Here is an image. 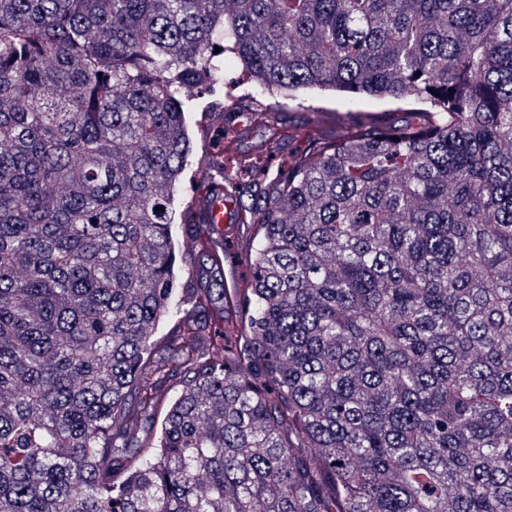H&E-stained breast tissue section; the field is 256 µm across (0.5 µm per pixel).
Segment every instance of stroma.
I'll list each match as a JSON object with an SVG mask.
<instances>
[{
	"instance_id": "35a3bbf8",
	"label": "stroma",
	"mask_w": 512,
	"mask_h": 512,
	"mask_svg": "<svg viewBox=\"0 0 512 512\" xmlns=\"http://www.w3.org/2000/svg\"><path fill=\"white\" fill-rule=\"evenodd\" d=\"M239 73L236 60L226 58L222 79L195 88L189 95L185 128L193 150L185 164L177 208L190 202L202 162L214 161L230 169L240 159L252 157L264 164L267 175L244 185L243 201L248 204L277 191L274 172L288 169L309 152L313 137L335 140L356 118L375 116L396 123L404 116L402 103L363 96L319 92L292 101L275 92L258 95L253 86L240 83ZM219 112L224 120L218 125L214 117ZM253 233L251 225H236L226 245L232 258L224 267L228 287L245 289L250 284L246 255Z\"/></svg>"
}]
</instances>
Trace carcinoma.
I'll return each mask as SVG.
<instances>
[{"mask_svg":"<svg viewBox=\"0 0 512 512\" xmlns=\"http://www.w3.org/2000/svg\"><path fill=\"white\" fill-rule=\"evenodd\" d=\"M226 51L411 111L234 195L250 288L191 250L181 302ZM0 512H512V0H0Z\"/></svg>","mask_w":512,"mask_h":512,"instance_id":"carcinoma-1","label":"carcinoma"}]
</instances>
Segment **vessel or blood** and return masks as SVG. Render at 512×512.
Segmentation results:
<instances>
[{
    "instance_id": "vessel-or-blood-1",
    "label": "vessel or blood",
    "mask_w": 512,
    "mask_h": 512,
    "mask_svg": "<svg viewBox=\"0 0 512 512\" xmlns=\"http://www.w3.org/2000/svg\"><path fill=\"white\" fill-rule=\"evenodd\" d=\"M192 204L191 219L201 226L198 245L216 256H223L224 228L241 220L232 193L225 189L223 182L207 175L201 189L194 194Z\"/></svg>"
}]
</instances>
